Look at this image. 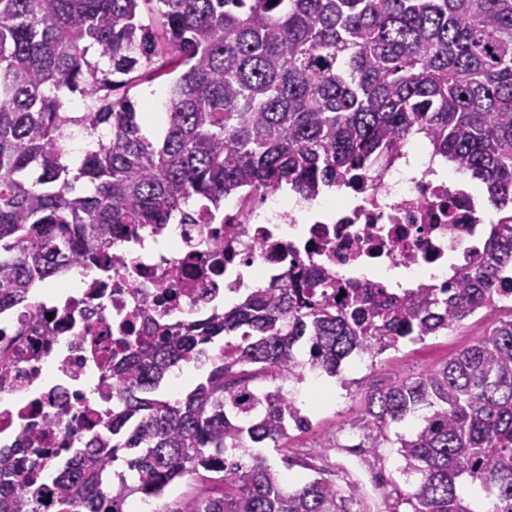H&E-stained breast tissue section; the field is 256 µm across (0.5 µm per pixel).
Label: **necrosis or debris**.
<instances>
[{"label": "necrosis or debris", "instance_id": "1", "mask_svg": "<svg viewBox=\"0 0 512 512\" xmlns=\"http://www.w3.org/2000/svg\"><path fill=\"white\" fill-rule=\"evenodd\" d=\"M421 145L404 147L380 170L360 173L336 200L278 190L247 193L206 217L145 225L120 242L107 267L80 268L83 286L0 313V447L16 449L23 488L38 512H59L53 472L79 459L100 420L112 413L110 357L135 342L224 312L246 278L260 286L301 260L344 285L375 286L385 274L430 270L441 285L480 256L489 228L475 195L440 180L432 165L402 166ZM300 228L290 238L283 227Z\"/></svg>", "mask_w": 512, "mask_h": 512}]
</instances>
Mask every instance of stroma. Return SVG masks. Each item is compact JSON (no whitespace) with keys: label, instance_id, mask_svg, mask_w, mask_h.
<instances>
[{"label":"stroma","instance_id":"35a3bbf8","mask_svg":"<svg viewBox=\"0 0 512 512\" xmlns=\"http://www.w3.org/2000/svg\"><path fill=\"white\" fill-rule=\"evenodd\" d=\"M512 318V304L499 302L481 309L462 324L425 340L404 341L363 366L357 357L345 360L338 375L310 371L299 383L297 404L310 425L290 429L279 448L262 449L261 454L281 471L288 487L322 474L341 489L363 487L367 496L358 497L355 512H392L398 493L411 491L418 475L404 473V462L394 448H351L349 434L358 430L365 415V398L401 381L440 366L462 349L485 337L500 321ZM307 459L308 468L298 467ZM294 460L286 468V460Z\"/></svg>","mask_w":512,"mask_h":512}]
</instances>
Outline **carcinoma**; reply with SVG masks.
<instances>
[{"mask_svg":"<svg viewBox=\"0 0 512 512\" xmlns=\"http://www.w3.org/2000/svg\"><path fill=\"white\" fill-rule=\"evenodd\" d=\"M150 70L172 76L156 142L143 134L152 116L128 96ZM73 126L108 133L71 177ZM415 137L484 184L502 213L477 262L439 288L351 286L337 306L335 281L295 261L224 315L141 338L112 356V418L57 471L68 509L121 512L202 469L221 491L175 512H350L353 490L323 477L290 490L265 460L243 462L246 444L278 448L289 427L309 426L282 387L249 381L307 365L334 376L354 354L378 356L512 299V0H0V311L78 265L115 259L112 245L191 202L208 215L249 189L317 196ZM232 334L185 397H154L172 369ZM416 413L421 424L396 444L421 479L400 502L476 512L461 492L470 483L495 496L489 512H512V319L368 395L360 447H384ZM17 482L0 453V512H37L30 494L3 496Z\"/></svg>","mask_w":512,"mask_h":512,"instance_id":"obj_1","label":"carcinoma"}]
</instances>
